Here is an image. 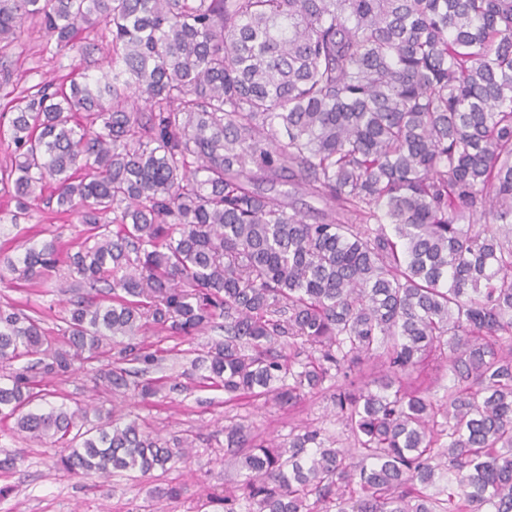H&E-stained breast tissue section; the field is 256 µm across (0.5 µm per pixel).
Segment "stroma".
Wrapping results in <instances>:
<instances>
[{
    "label": "stroma",
    "instance_id": "35a3bbf8",
    "mask_svg": "<svg viewBox=\"0 0 512 512\" xmlns=\"http://www.w3.org/2000/svg\"><path fill=\"white\" fill-rule=\"evenodd\" d=\"M105 54L106 41L101 29L83 31L74 49L60 51L55 43L46 41L38 27L32 26L0 55V78H8L10 86L23 90L62 76L65 69L74 66L94 75ZM15 210V200L7 191L0 190V269L7 259L20 256V244L34 234L45 239L57 238L62 250L71 253L79 250L87 237L79 217L59 213L55 199L50 196L33 202L25 218L14 224L10 218ZM89 291L79 276L54 275L44 283L24 288L0 283V304L30 302L40 310L51 336L57 337L71 301ZM221 337V331L215 330L181 341L148 329L144 339L160 357L150 374L163 378L162 392L147 400L132 393L118 400L105 392L96 397L98 404L116 407L124 419L144 420L165 439L193 438L195 448L186 465L164 474L157 472L119 482L72 477L56 467L59 449L33 443L0 425V458L8 453L20 457L13 473L0 476V488L11 489L8 496L0 497V512H132L138 506L146 507L147 512H215L206 506L207 496L222 493L224 487L244 478L243 470L226 446V427L242 421L250 425L257 438L274 436L283 441L307 425L346 442L348 435L336 414L335 381L326 382L322 391L306 395L286 408L260 400L229 402L223 389L200 384L191 370V362L207 343ZM111 361L106 354L77 364L69 377L48 381L47 388L69 402L84 401L95 374ZM170 482L186 485L183 498L156 497V489Z\"/></svg>",
    "mask_w": 512,
    "mask_h": 512
}]
</instances>
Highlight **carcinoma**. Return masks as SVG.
Wrapping results in <instances>:
<instances>
[{
	"mask_svg": "<svg viewBox=\"0 0 512 512\" xmlns=\"http://www.w3.org/2000/svg\"><path fill=\"white\" fill-rule=\"evenodd\" d=\"M33 19L111 48L99 74L8 101L0 184L21 214L50 188L80 215L94 245L70 268L109 296L71 303L60 341L34 306L0 307V422L68 450L70 476L166 473L191 441L32 405L106 341L122 366L95 382L154 396L125 368L158 361L142 332L220 329L202 383L285 407L334 377L352 444L239 423L244 479L201 507L512 512V0H0V51ZM280 184L328 212L307 223ZM56 254L27 244L8 270L33 283ZM432 352L452 382L420 395L404 378ZM8 100L0 98V170L10 165L14 145L10 138L9 117L7 113L1 117V112H7L5 105ZM5 108V110H4Z\"/></svg>",
	"mask_w": 512,
	"mask_h": 512,
	"instance_id": "carcinoma-1",
	"label": "carcinoma"
}]
</instances>
